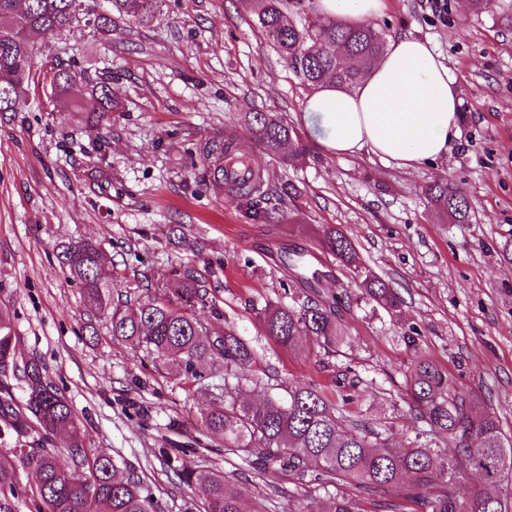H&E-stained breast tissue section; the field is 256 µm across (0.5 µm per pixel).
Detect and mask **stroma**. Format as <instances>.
Returning a JSON list of instances; mask_svg holds the SVG:
<instances>
[{
    "label": "stroma",
    "instance_id": "stroma-1",
    "mask_svg": "<svg viewBox=\"0 0 512 512\" xmlns=\"http://www.w3.org/2000/svg\"><path fill=\"white\" fill-rule=\"evenodd\" d=\"M387 0L374 26L385 38L429 43L456 79L458 136L445 157L399 169L368 151L336 156L319 144L303 103L311 90L252 22L249 0H162L152 24H119L109 35L40 36V62L57 58L76 73L107 74L119 112L106 146L81 115L30 88L23 112L0 118V318L16 336L17 357L36 359L73 406L89 450L135 466L161 512H191L193 490L179 484L160 449L182 467L236 477L248 500L269 501L263 479L208 436L202 416L224 391V364L200 378L163 368L142 350L111 338L90 311L81 285L60 267L59 245L79 238L102 246V278L124 303L147 281L193 266L211 304L199 320L233 326L255 353L239 399L259 401L314 383L333 390L349 371L353 412L392 426L404 447L417 426L397 412L417 358L433 362L457 388L480 391L512 440V0L476 12L466 0ZM247 112H275L309 151L282 164L256 143ZM233 142L265 176L261 204L292 223L252 221L213 178L205 147ZM447 180L472 207L467 224H449L428 205L426 187ZM295 198L280 192L283 182ZM335 225L364 267L403 301L391 317L362 301L352 272L321 254L318 232ZM318 253L327 294L346 290V342L336 356L293 355L257 317L265 303H289L302 290L282 262V247ZM415 328V345L403 333Z\"/></svg>",
    "mask_w": 512,
    "mask_h": 512
}]
</instances>
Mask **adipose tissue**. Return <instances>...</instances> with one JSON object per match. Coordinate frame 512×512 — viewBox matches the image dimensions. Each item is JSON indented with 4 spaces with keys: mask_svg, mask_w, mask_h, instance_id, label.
I'll list each match as a JSON object with an SVG mask.
<instances>
[{
    "mask_svg": "<svg viewBox=\"0 0 512 512\" xmlns=\"http://www.w3.org/2000/svg\"><path fill=\"white\" fill-rule=\"evenodd\" d=\"M317 9L350 23L377 20L386 0H318ZM454 78L426 42L399 36L357 84L326 87L305 102L336 155L367 150L400 169L444 157L457 137Z\"/></svg>",
    "mask_w": 512,
    "mask_h": 512,
    "instance_id": "adipose-tissue-1",
    "label": "adipose tissue"
}]
</instances>
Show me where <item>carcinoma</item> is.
<instances>
[{
    "label": "carcinoma",
    "instance_id": "carcinoma-1",
    "mask_svg": "<svg viewBox=\"0 0 512 512\" xmlns=\"http://www.w3.org/2000/svg\"><path fill=\"white\" fill-rule=\"evenodd\" d=\"M0 0V113L22 111L24 93L33 82L49 81L56 100L67 98L76 83L70 64L56 61L47 71L34 69L38 53L36 36L49 30L72 34L93 26L108 34L118 23L149 24L160 0ZM254 23L302 82L318 89L326 85L349 86L367 74L385 49L380 32L369 24H345L317 13L304 0H251ZM111 78H85L88 98L83 106L86 123L96 131L112 125L117 105L112 100ZM268 154L288 163L307 147L297 130L278 115L253 112L244 117ZM262 172L252 180L230 185L236 199L248 206L253 220L277 223L282 215L259 207L256 193ZM431 203L448 222L470 220L469 201L447 182L426 188ZM321 251L343 267L358 268L354 244L342 230L325 225ZM101 247L90 240H76L59 247V263L83 284L89 309L107 315L112 338L143 350L163 366H175L194 377L206 361H224V375L237 381L247 376L254 360L252 348L234 328L213 337L209 327L192 310L206 304L208 289L195 268L187 265L175 274L174 287L162 283L125 307H114L110 286L101 282ZM288 266L312 296L288 305H267L258 312L266 334L293 354L304 351L306 338L327 356L336 353L345 337L338 317L342 300L323 296L319 272L311 270L305 250L284 251ZM364 298L396 316L402 300L384 279L367 273L360 281ZM18 370L15 333L0 318V374L5 365ZM26 410L43 431V441L66 438L64 457L43 445L15 449L14 460L0 459V512H19L18 470H31L37 482L31 495L37 512H158V502L136 468L102 453L86 450V436L68 400L51 383L43 366L25 361ZM336 378V395L311 384L288 390L285 396H268L263 404L240 402L224 386V397L203 415L208 431L221 437L224 451L238 457L250 472L263 478L288 476L286 488L275 482L271 493L288 499V512H305L295 493L311 497L324 492L334 498L332 512H512V441L507 440L493 412L475 390L459 391L448 375L432 362L419 360L407 381L409 416L425 425L414 440L399 450L389 447L390 425L369 426L350 419V394ZM448 438L446 447L432 444ZM163 464L179 483L194 490L203 512H266L259 502L244 506L238 485L225 474L208 469L185 471L174 465L161 449ZM470 471L504 491L463 493L461 480ZM352 491H342L344 484Z\"/></svg>",
    "mask_w": 512,
    "mask_h": 512
}]
</instances>
